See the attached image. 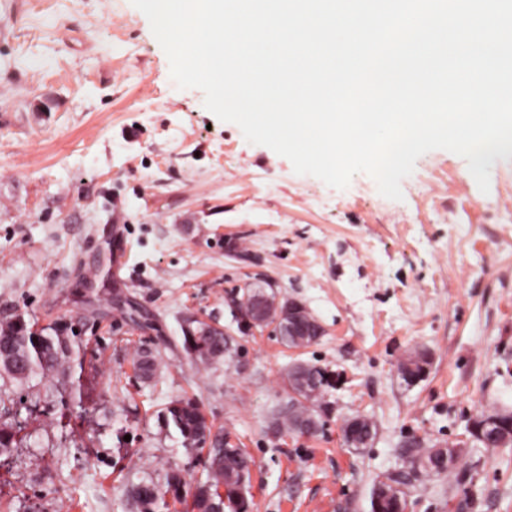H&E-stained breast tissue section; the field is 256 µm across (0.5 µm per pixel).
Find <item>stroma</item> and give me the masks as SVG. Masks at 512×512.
<instances>
[{
  "instance_id": "obj_1",
  "label": "stroma",
  "mask_w": 512,
  "mask_h": 512,
  "mask_svg": "<svg viewBox=\"0 0 512 512\" xmlns=\"http://www.w3.org/2000/svg\"><path fill=\"white\" fill-rule=\"evenodd\" d=\"M466 165L422 155L399 201L365 173L329 187L178 88L131 0H0V319L67 324L79 351L67 374L0 380L19 437L0 512H134L131 485L205 478L206 453L159 427L175 398L239 438L251 512H371L406 442L458 441L512 409V161L486 194ZM248 284L306 305L325 336L291 350L239 335L230 362L190 360L186 319L234 328L228 294ZM116 288L154 328L113 309ZM137 349L159 378H135ZM420 349L429 371L406 384L397 364ZM297 360L338 378L309 439L275 427ZM359 413L377 426L363 451L340 435ZM404 491L406 512H512V447Z\"/></svg>"
}]
</instances>
